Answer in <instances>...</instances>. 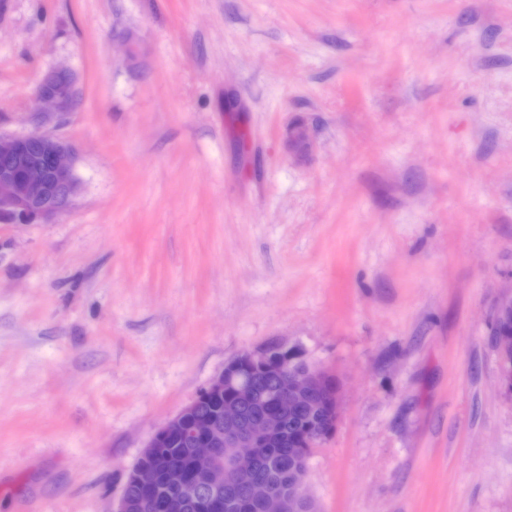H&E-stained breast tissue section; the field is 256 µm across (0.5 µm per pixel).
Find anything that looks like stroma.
Returning a JSON list of instances; mask_svg holds the SVG:
<instances>
[{"label": "stroma", "instance_id": "35a3bbf8", "mask_svg": "<svg viewBox=\"0 0 512 512\" xmlns=\"http://www.w3.org/2000/svg\"><path fill=\"white\" fill-rule=\"evenodd\" d=\"M36 131L80 191L0 218V512H113L276 344L338 385L318 512H512V0H0V134ZM39 98L49 108L45 112L63 113L74 109L76 93L69 71L53 70L47 74L41 85Z\"/></svg>", "mask_w": 512, "mask_h": 512}]
</instances>
